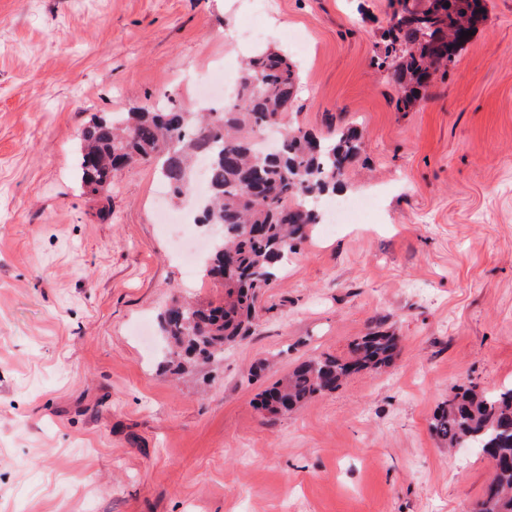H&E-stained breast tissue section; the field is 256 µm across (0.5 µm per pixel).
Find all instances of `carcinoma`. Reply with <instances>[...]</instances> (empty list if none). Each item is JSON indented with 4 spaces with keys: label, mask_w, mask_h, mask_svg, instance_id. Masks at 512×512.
<instances>
[{
    "label": "carcinoma",
    "mask_w": 512,
    "mask_h": 512,
    "mask_svg": "<svg viewBox=\"0 0 512 512\" xmlns=\"http://www.w3.org/2000/svg\"><path fill=\"white\" fill-rule=\"evenodd\" d=\"M382 33L385 67L397 91L396 108L407 112L425 96L430 74L447 70L484 20L483 0H394ZM296 66L285 53L254 55L240 81L238 103L186 112L176 106L136 109L92 118L80 136L79 175L95 195L112 189L113 172L154 159L173 196L191 192L195 155L210 159V189L196 205L195 223L221 235L203 262L204 276L224 286V299L174 301L159 317L169 359L184 374L224 359V349L248 336L262 289L277 277L307 228L321 221L310 201L336 193L345 164L363 148L361 133L344 128L322 140L288 124L299 88ZM282 126L274 152L256 148L252 135ZM399 338L375 331L355 341L349 355L323 353L298 363L259 397L277 417L336 390L348 377L393 367ZM431 433L448 448H482L493 475L472 512H512V385L487 392L474 383L456 389L433 415Z\"/></svg>",
    "instance_id": "cac0c4a2"
}]
</instances>
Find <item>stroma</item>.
Listing matches in <instances>:
<instances>
[{
  "label": "stroma",
  "instance_id": "obj_1",
  "mask_svg": "<svg viewBox=\"0 0 512 512\" xmlns=\"http://www.w3.org/2000/svg\"><path fill=\"white\" fill-rule=\"evenodd\" d=\"M389 4L0 0V512H471L491 462L429 423L460 384H512V0H486L409 112L374 64ZM260 45L299 68L290 123L362 132L342 194L374 210L315 225L251 335L176 376L137 325L224 290L187 277L152 164L88 193L79 134L163 91L193 111L196 83ZM376 330L400 338L393 371L258 408L302 359Z\"/></svg>",
  "mask_w": 512,
  "mask_h": 512
}]
</instances>
